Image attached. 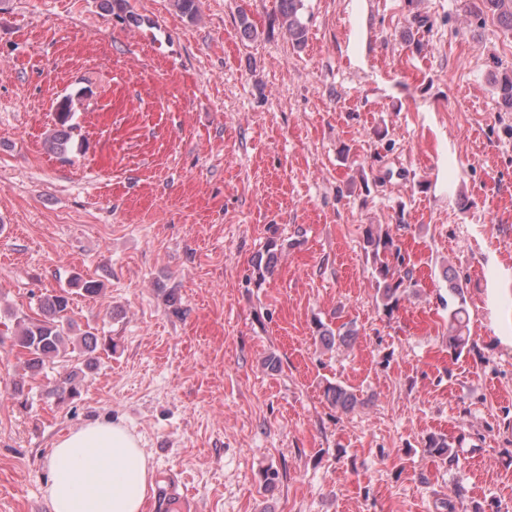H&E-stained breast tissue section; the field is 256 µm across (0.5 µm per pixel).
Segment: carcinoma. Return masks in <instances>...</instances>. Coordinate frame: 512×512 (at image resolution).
<instances>
[{"label": "carcinoma", "instance_id": "cac0c4a2", "mask_svg": "<svg viewBox=\"0 0 512 512\" xmlns=\"http://www.w3.org/2000/svg\"><path fill=\"white\" fill-rule=\"evenodd\" d=\"M484 9L496 16L498 21L512 32V0H482ZM303 0H279L280 14L291 39L300 44L305 40L306 27L302 23L299 11ZM497 93L503 104L512 109V75L504 74L495 80ZM57 121L61 130L47 139L48 149L63 154L68 149L73 125L70 121L76 112V102L65 97L57 105ZM364 249L371 261L372 275L377 286V299L385 316L391 317L398 310L401 301L418 286L412 269L408 268L405 253L388 226H368L365 229ZM283 244L271 240L267 243L265 255L258 257L254 264L259 278L271 273L282 252ZM449 284L448 301V353L458 358L467 349L469 343L468 311L463 286L457 282L456 275L450 270L444 271ZM88 296L99 293L100 285L78 276L71 281V288L62 289L41 300L40 317L27 315L17 320V330L13 337V346L19 348L27 369L39 372L56 360L75 357L79 363L66 372L54 386L53 394L63 401L78 394L79 385L86 375L96 367L95 353L98 349V337L91 331L78 336H70L76 327L69 315L73 290ZM317 333L321 344L326 348L348 344L357 330L351 323H343L331 328L317 322ZM324 396L331 406L342 412H350L364 404L354 391L340 383H329ZM426 451L445 464H456V457L448 454V438L444 435H432L426 443Z\"/></svg>", "mask_w": 512, "mask_h": 512}]
</instances>
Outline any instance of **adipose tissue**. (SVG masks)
<instances>
[{"label": "adipose tissue", "instance_id": "obj_1", "mask_svg": "<svg viewBox=\"0 0 512 512\" xmlns=\"http://www.w3.org/2000/svg\"><path fill=\"white\" fill-rule=\"evenodd\" d=\"M154 469L122 422L70 430L53 445L45 496L51 512H146Z\"/></svg>", "mask_w": 512, "mask_h": 512}]
</instances>
